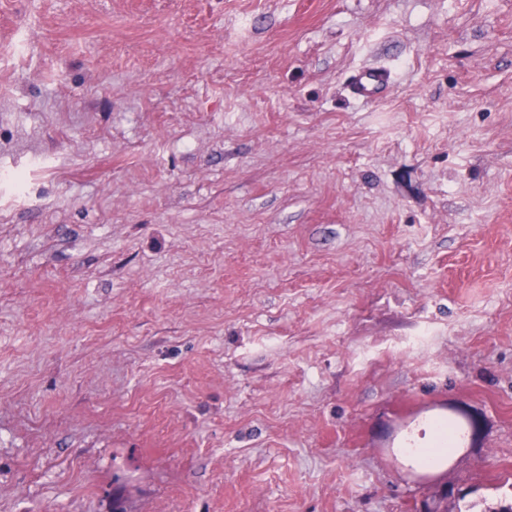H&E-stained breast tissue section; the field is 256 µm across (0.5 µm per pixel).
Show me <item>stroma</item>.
I'll use <instances>...</instances> for the list:
<instances>
[{"label":"stroma","instance_id":"obj_1","mask_svg":"<svg viewBox=\"0 0 512 512\" xmlns=\"http://www.w3.org/2000/svg\"><path fill=\"white\" fill-rule=\"evenodd\" d=\"M511 498L512 0H0V512ZM390 79V73L383 68L361 69L352 85L356 98L363 101H374ZM471 423L465 422L464 420L452 417L446 419L444 422L440 424V441L437 444L439 448H436L437 452H441L443 449L448 450V454L451 452V448H462V446H458L459 438L462 436V430H468V425ZM445 428L448 430V448H444L446 445V432ZM437 436L438 432L434 423L429 422L427 424V436L424 439L415 438L413 444L409 442L406 444L407 448H404V452L407 461L430 464L439 458L429 452L433 449L429 446L436 440Z\"/></svg>","mask_w":512,"mask_h":512}]
</instances>
